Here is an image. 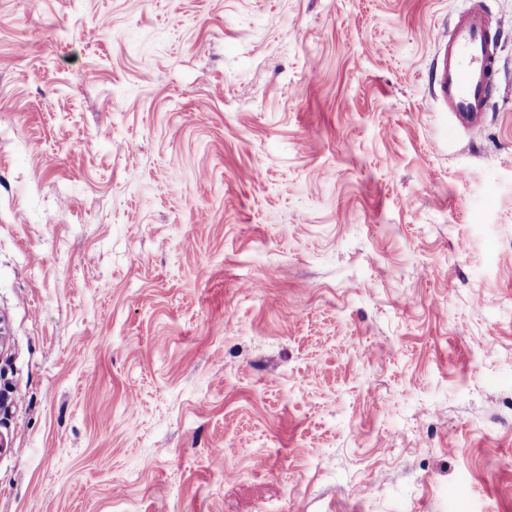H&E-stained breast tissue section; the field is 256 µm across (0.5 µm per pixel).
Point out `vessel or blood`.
<instances>
[{"mask_svg": "<svg viewBox=\"0 0 512 512\" xmlns=\"http://www.w3.org/2000/svg\"><path fill=\"white\" fill-rule=\"evenodd\" d=\"M492 24L483 11L461 14L449 35H435V64L431 81L440 100L460 127L478 129L490 108L491 97L512 95V87L498 82L497 46Z\"/></svg>", "mask_w": 512, "mask_h": 512, "instance_id": "vessel-or-blood-1", "label": "vessel or blood"}]
</instances>
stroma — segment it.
<instances>
[{
  "label": "stroma",
  "instance_id": "obj_1",
  "mask_svg": "<svg viewBox=\"0 0 512 512\" xmlns=\"http://www.w3.org/2000/svg\"><path fill=\"white\" fill-rule=\"evenodd\" d=\"M471 2L0 0V512H512ZM492 24L479 9H470L458 17L447 38L436 34L435 64L431 81L440 100L457 124L478 129L489 112L490 96L510 97L511 85L495 79L497 46L490 38Z\"/></svg>",
  "mask_w": 512,
  "mask_h": 512
}]
</instances>
